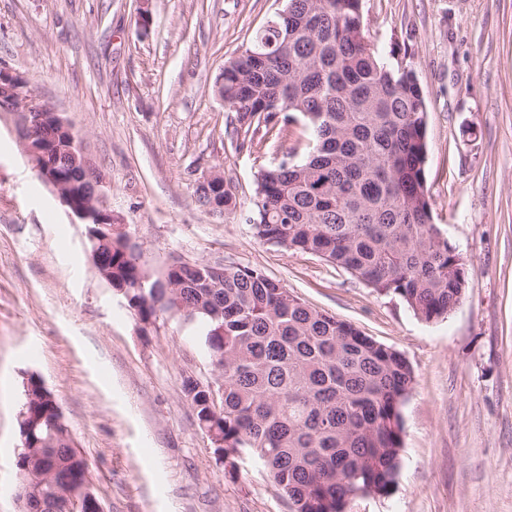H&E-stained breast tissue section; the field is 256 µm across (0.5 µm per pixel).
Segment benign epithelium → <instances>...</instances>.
<instances>
[{"mask_svg": "<svg viewBox=\"0 0 512 512\" xmlns=\"http://www.w3.org/2000/svg\"><path fill=\"white\" fill-rule=\"evenodd\" d=\"M28 89L24 77L0 68V110L11 115L13 131L42 180L53 188L69 214L89 225L91 262L110 284V270L95 257L97 230L110 237L124 232V227L112 215L102 179L71 122L47 105L31 107L24 99ZM63 136L70 138L71 148L61 161L57 142Z\"/></svg>", "mask_w": 512, "mask_h": 512, "instance_id": "benign-epithelium-1", "label": "benign epithelium"}]
</instances>
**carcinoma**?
<instances>
[{
	"mask_svg": "<svg viewBox=\"0 0 512 512\" xmlns=\"http://www.w3.org/2000/svg\"><path fill=\"white\" fill-rule=\"evenodd\" d=\"M236 114L241 143L282 141L300 123L309 151L282 153L256 177L253 236L317 255L379 293L400 296L426 322L460 303L466 261L433 223L425 190L427 105L413 71L382 61L365 41L362 0H285L217 81ZM197 201L226 207L229 191L196 189ZM112 284L143 320L194 314L190 325L214 380H183V393L215 452L233 464L259 457L293 512H344L358 496L391 492L400 469V408L413 371L400 352L354 325L302 302L264 273L174 259L164 279L146 276L122 237L100 248ZM17 448V487L46 512L68 497L97 512L87 459L69 446L58 404L29 378Z\"/></svg>",
	"mask_w": 512,
	"mask_h": 512,
	"instance_id": "carcinoma-1",
	"label": "carcinoma"
}]
</instances>
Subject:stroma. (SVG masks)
<instances>
[{"instance_id": "stroma-1", "label": "stroma", "mask_w": 512, "mask_h": 512, "mask_svg": "<svg viewBox=\"0 0 512 512\" xmlns=\"http://www.w3.org/2000/svg\"><path fill=\"white\" fill-rule=\"evenodd\" d=\"M282 7L0 0V66L72 121L153 276L175 256L257 269L406 357L396 483L347 512H512V0L362 2L367 38L425 93L427 196L467 264L461 303L432 322L251 232L258 172L283 150L303 155L308 136L299 127L240 147L215 83ZM214 171L232 194L220 216L195 194ZM86 232L0 115V512H20L18 415L32 374L53 392L104 512H290L257 456L217 461L182 390L184 376L214 377L202 345L169 313L141 325L89 261Z\"/></svg>"}]
</instances>
